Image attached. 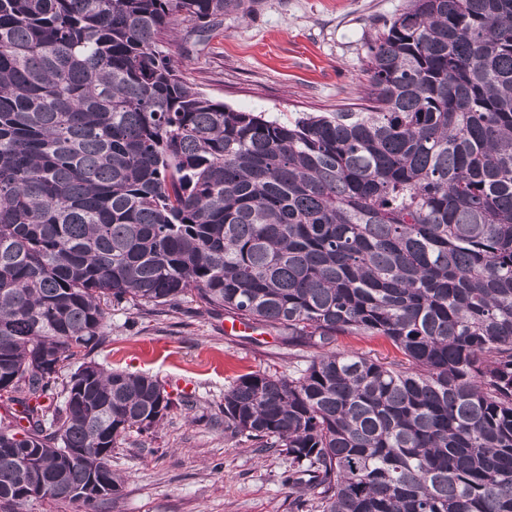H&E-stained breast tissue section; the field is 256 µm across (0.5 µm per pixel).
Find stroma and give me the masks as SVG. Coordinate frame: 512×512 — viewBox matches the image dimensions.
I'll list each match as a JSON object with an SVG mask.
<instances>
[{
    "mask_svg": "<svg viewBox=\"0 0 512 512\" xmlns=\"http://www.w3.org/2000/svg\"><path fill=\"white\" fill-rule=\"evenodd\" d=\"M405 0H258L204 35L180 33L183 77L208 97L285 122L305 112L359 111L367 45ZM225 314L183 301L138 315L112 305L94 359L156 378L173 405L156 429L131 432L112 454L124 479L108 512H297L290 462L224 432V392L238 376L296 369L275 331H224Z\"/></svg>",
    "mask_w": 512,
    "mask_h": 512,
    "instance_id": "obj_1",
    "label": "stroma"
}]
</instances>
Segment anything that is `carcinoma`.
<instances>
[{
	"label": "carcinoma",
	"instance_id": "obj_1",
	"mask_svg": "<svg viewBox=\"0 0 512 512\" xmlns=\"http://www.w3.org/2000/svg\"><path fill=\"white\" fill-rule=\"evenodd\" d=\"M252 7L0 0V392L28 412L0 421V505L120 495L118 439L172 401L87 357L108 302L190 296L316 349L224 392V432L308 476L299 507L512 512V0H405L365 111L288 122L170 51ZM330 349L341 353H370L379 357L395 354L392 345L382 337L339 336L338 340L330 346Z\"/></svg>",
	"mask_w": 512,
	"mask_h": 512
}]
</instances>
